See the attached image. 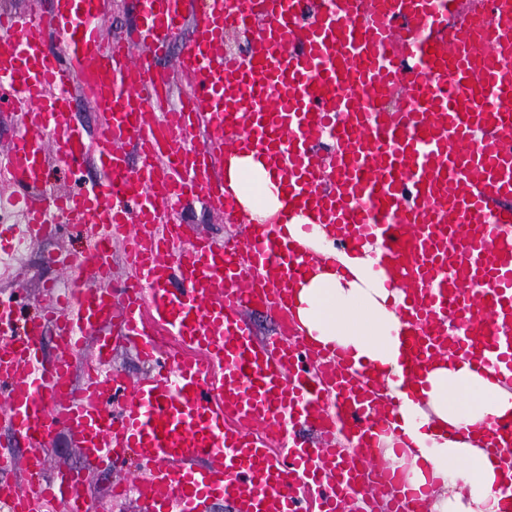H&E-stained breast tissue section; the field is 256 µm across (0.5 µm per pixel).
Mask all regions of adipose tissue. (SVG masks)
<instances>
[{"instance_id":"obj_1","label":"adipose tissue","mask_w":512,"mask_h":512,"mask_svg":"<svg viewBox=\"0 0 512 512\" xmlns=\"http://www.w3.org/2000/svg\"><path fill=\"white\" fill-rule=\"evenodd\" d=\"M224 181L253 219L281 218V234L310 247L319 262L293 292L292 314L314 342L335 345L381 370L397 368L403 322L398 298L372 276L365 253H341L327 225L283 218L282 194L263 160L230 156ZM396 426L409 440L395 464L413 485H430L431 512H506L499 486L504 458L468 435L489 417L512 415V388L461 361L432 370L415 391H398Z\"/></svg>"}]
</instances>
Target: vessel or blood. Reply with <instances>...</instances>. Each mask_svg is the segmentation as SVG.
<instances>
[{
  "label": "vessel or blood",
  "mask_w": 512,
  "mask_h": 512,
  "mask_svg": "<svg viewBox=\"0 0 512 512\" xmlns=\"http://www.w3.org/2000/svg\"><path fill=\"white\" fill-rule=\"evenodd\" d=\"M139 24L106 40L111 0H51L0 14V106L20 122L0 159L27 242L57 238L60 212L90 227L68 271L44 285L43 315L21 319L0 300V419L24 459L0 451V498L25 512L30 495L90 512L84 473L47 470L59 431L76 435L91 469L134 466L147 512H345L372 500L426 512L429 490L382 458L399 401L386 380L418 382L435 364L467 360L512 378V0H136ZM199 11L176 61L188 94L169 105L155 70ZM247 39L224 53V32ZM97 115L88 137L71 97ZM252 153L283 186L289 213L336 227L341 248L379 247L371 268L405 296L401 358L389 378L296 335L288 293L312 253L279 225L246 221L211 172ZM57 154L70 173L89 161L106 180L48 190ZM237 224L217 242L174 231L189 197ZM121 250L128 277L112 279ZM275 317L257 338L244 312ZM53 330L61 347L46 358ZM93 340V365L75 354ZM154 362L133 383L109 364L118 344ZM120 411H113L114 400ZM310 428L319 442L302 441ZM512 450V417L480 428Z\"/></svg>",
  "instance_id": "vessel-or-blood-1"
}]
</instances>
